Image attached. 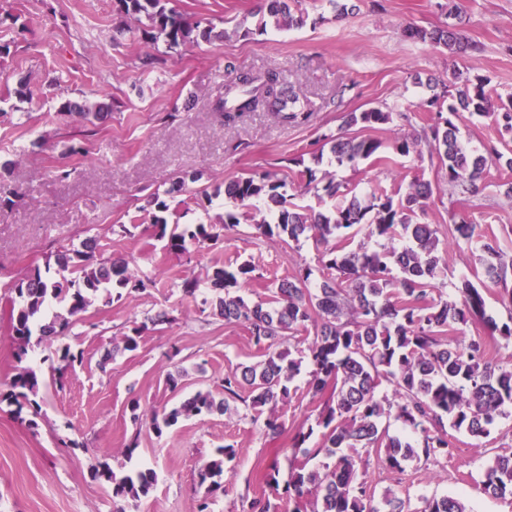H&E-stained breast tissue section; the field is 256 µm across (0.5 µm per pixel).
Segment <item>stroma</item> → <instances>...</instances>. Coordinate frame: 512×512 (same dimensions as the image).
I'll return each mask as SVG.
<instances>
[{
	"instance_id": "stroma-1",
	"label": "stroma",
	"mask_w": 512,
	"mask_h": 512,
	"mask_svg": "<svg viewBox=\"0 0 512 512\" xmlns=\"http://www.w3.org/2000/svg\"><path fill=\"white\" fill-rule=\"evenodd\" d=\"M349 2L352 12L335 21L321 0H303L309 18L302 29L271 27L243 37L235 29L243 21L257 24L260 0H178L188 16L212 19L221 35L146 68L141 60L149 44L112 39L120 23L113 0H0V45L8 48L0 55V165L22 193L12 207L0 209V391L22 366L42 377L38 410L27 407L18 416L0 404V512H113L112 488L96 471L102 463L123 462L134 437L135 461L158 479L126 512H197L198 473L227 444L236 449V468L214 494L212 512H245L248 500L262 492L269 464L277 465L279 481H287V438L270 442L251 420L205 414L158 434L149 413L218 387L227 371L256 355L242 327L214 315L207 304L213 291L185 297L182 278L204 282L215 268L251 261L259 280L243 296L256 303L268 299V283L302 264L317 267L318 251L310 241L293 249L275 245L243 224L185 258L149 236L140 209L151 193L168 194L179 176H197L198 187L213 189L258 170L286 169L289 159L311 157L323 135L338 132L341 113L405 111L429 96L428 79L450 78L457 67L487 78L493 95H512V0ZM456 3L480 52L458 57L404 35L410 25L429 30L452 23ZM228 61L242 71L283 70L317 106L309 123L286 125L257 112L232 127L220 124L210 104L223 92ZM23 80L35 91L32 99L15 94ZM105 97L113 102L112 120L95 137H81L58 113L65 100ZM71 144L81 153L65 155ZM62 159L77 169L64 181L51 175ZM418 176L435 189L420 222L447 224L448 177L440 162L395 155L385 166L336 173L359 193L376 185L394 191ZM464 211L473 223L512 241V199L503 189L471 197ZM116 224L126 225V234L113 233ZM91 237L102 255H134L139 270L154 277V288L96 301L67 335L32 344L26 358H18L10 338L11 288L45 267L59 246ZM441 264L440 281L450 295L480 268L477 253L464 244L442 253ZM138 326V349L113 354ZM65 346L83 352L84 360L60 389L52 367ZM178 372L183 379L170 389L166 378ZM134 398L142 413L136 423L129 410ZM511 450L512 416L500 419L489 439L457 435L451 456L414 462L401 472L371 454L365 479L376 493L392 489L409 498L414 510L422 497L448 494L466 498L473 512H512V498L480 489L485 463Z\"/></svg>"
}]
</instances>
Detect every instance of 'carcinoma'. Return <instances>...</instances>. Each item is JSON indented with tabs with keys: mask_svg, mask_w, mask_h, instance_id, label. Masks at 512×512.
I'll return each instance as SVG.
<instances>
[{
	"mask_svg": "<svg viewBox=\"0 0 512 512\" xmlns=\"http://www.w3.org/2000/svg\"><path fill=\"white\" fill-rule=\"evenodd\" d=\"M265 8L276 28L306 22L302 0H265ZM115 11L140 23V37L153 49L163 50L161 55L146 56L147 67L168 52L210 38L214 30L210 21L185 16L174 0H115ZM405 33L455 52L478 51L461 20L431 30L409 26ZM224 71V93L212 102V112L224 119V125L233 126L255 112H268L287 124H304L310 118V98L280 71L241 72L231 61ZM487 85V79L467 69L455 70L448 82L429 80L427 122L388 144L364 131L396 118L408 122V113L380 108L341 113L340 132L323 138L313 165H305L301 157L288 160L298 167L300 195L327 197L333 200L330 205L293 202L287 177L276 169L224 182V196L235 208L224 211L217 224L171 222L177 211L166 200L156 193L147 200L154 208V236L176 255L188 254L191 243L214 241L220 231L232 232L242 224L271 242L298 245L310 240L320 253V279H313V270L301 265L292 276L272 284L266 301L252 305L241 291L257 280L255 266L244 261L216 268L210 278L216 292L213 310L224 323L245 328L258 360L225 374L217 392L199 390L177 406L151 412L152 427L160 436L164 428L202 413L237 415L241 403L264 435L277 439L286 432L277 407L292 399L291 384L302 361L271 348L284 340L304 346L310 367L307 392L319 400L316 427L322 430L321 438L309 448L306 443L316 427L288 436L287 484L280 485L277 465H271L262 475L270 493L251 498L247 512H282L279 502L285 498L293 502L289 512H410L406 500L391 489L375 497L361 477L367 466L363 453L372 448L401 472L415 460L448 456L454 433L484 439L497 420L512 414V356L507 361L490 356L483 337H468L464 331L468 324L481 322L508 345L512 322L499 325L488 316L484 291L469 281L457 289L456 298L444 296L438 284L442 230L417 221V213L433 194L431 182L416 177L402 194L377 188L360 195L334 174L319 186L315 169L326 150L329 165L353 171L366 162L383 161L388 153L420 160L426 153L437 157L447 169L453 195L448 243L476 245L484 277L498 288L500 301L512 308V256L494 232L468 221L458 210L467 196L488 187L493 167L498 176L492 185L512 197V179L501 173L503 167L512 171V144L490 141L479 152L470 150L457 125L460 113L467 112L512 132V96L495 102ZM60 115L78 123L83 135L94 136L112 120V102L67 100ZM358 235L363 241L356 245ZM370 241L374 246H368ZM55 263L64 274L61 279L48 278L36 268L11 289V338L20 358L27 355L32 338L40 343L66 335L98 294L110 296L114 288L139 291L155 284L131 256L96 255L92 239L81 250L56 251ZM82 361L83 352L66 347L53 371L62 377ZM39 387L37 371L25 367L10 389L0 393V403L16 406L19 413L26 406L33 408ZM393 421L413 437L390 433ZM318 457L323 461L309 466ZM235 458L234 446L227 444L203 465L199 512H207L210 497L223 488L224 475L234 473ZM97 476L112 486L116 512H125L127 502L148 496L156 483L150 468L118 474L104 463ZM481 483L493 497H512V452L493 456ZM418 512L471 510L463 498L443 495L423 498Z\"/></svg>",
	"mask_w": 512,
	"mask_h": 512,
	"instance_id": "obj_1",
	"label": "carcinoma"
}]
</instances>
